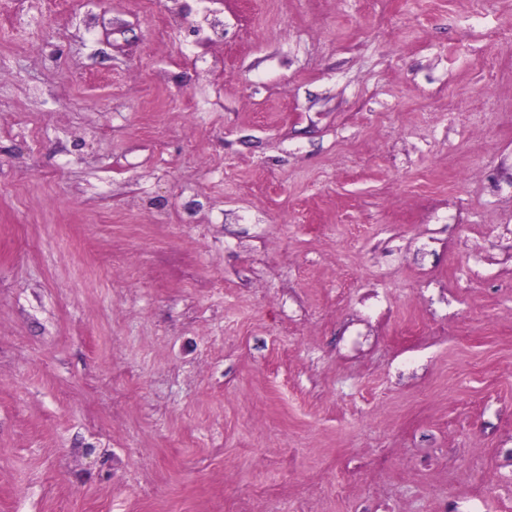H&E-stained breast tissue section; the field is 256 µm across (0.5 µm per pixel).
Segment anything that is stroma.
I'll use <instances>...</instances> for the list:
<instances>
[{
  "label": "stroma",
  "instance_id": "1",
  "mask_svg": "<svg viewBox=\"0 0 512 512\" xmlns=\"http://www.w3.org/2000/svg\"><path fill=\"white\" fill-rule=\"evenodd\" d=\"M512 0H0V512H512Z\"/></svg>",
  "mask_w": 512,
  "mask_h": 512
}]
</instances>
